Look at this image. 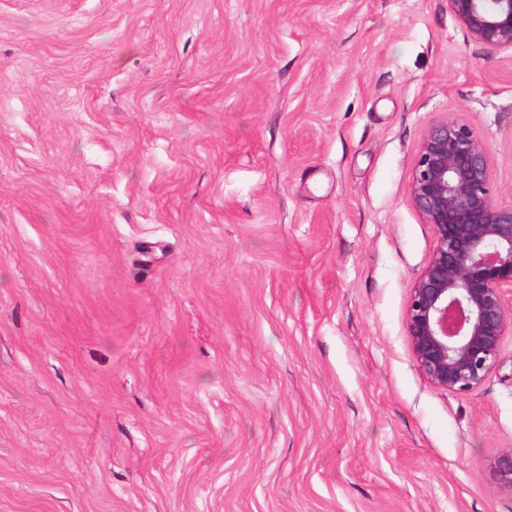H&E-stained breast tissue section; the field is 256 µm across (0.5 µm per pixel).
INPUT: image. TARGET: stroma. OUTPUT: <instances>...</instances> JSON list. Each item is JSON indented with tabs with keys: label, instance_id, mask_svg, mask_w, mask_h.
I'll return each mask as SVG.
<instances>
[{
	"label": "stroma",
	"instance_id": "35a3bbf8",
	"mask_svg": "<svg viewBox=\"0 0 512 512\" xmlns=\"http://www.w3.org/2000/svg\"><path fill=\"white\" fill-rule=\"evenodd\" d=\"M512 206V51L448 0H0V512H512V335H405L428 127ZM484 469L496 485L512 491V448L501 450L486 462Z\"/></svg>",
	"mask_w": 512,
	"mask_h": 512
}]
</instances>
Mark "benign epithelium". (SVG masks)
<instances>
[{"label": "benign epithelium", "mask_w": 512, "mask_h": 512, "mask_svg": "<svg viewBox=\"0 0 512 512\" xmlns=\"http://www.w3.org/2000/svg\"><path fill=\"white\" fill-rule=\"evenodd\" d=\"M471 37L512 50V0H448ZM410 194L432 225L436 246L410 288L405 332L416 365L435 389L451 394L482 385L512 335V206L494 203L482 144L469 125L446 118L424 135ZM512 491V448L484 466Z\"/></svg>", "instance_id": "1"}]
</instances>
